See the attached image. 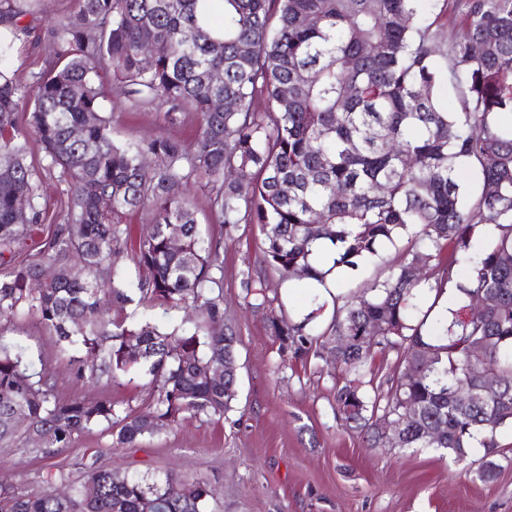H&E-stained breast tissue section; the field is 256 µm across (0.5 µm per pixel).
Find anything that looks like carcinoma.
Here are the masks:
<instances>
[{"mask_svg": "<svg viewBox=\"0 0 512 512\" xmlns=\"http://www.w3.org/2000/svg\"><path fill=\"white\" fill-rule=\"evenodd\" d=\"M209 2L80 0L53 24L57 61L29 78L4 68L11 47L0 50V319L23 311L61 349L84 353L78 381L139 373L153 392L143 412L107 397L62 399L53 376L31 370L22 347L0 335V444L23 439L48 460L100 428L112 446L134 447L187 416L231 409L237 373L218 380L213 370L237 367V339L224 323L222 241L198 227L200 192L226 234L260 226L281 283L298 271L323 281L310 263L321 241L346 271L384 261L380 275L336 297L322 329L272 311L283 303L269 281L244 280L251 306L269 309L279 366L334 354L336 417L374 447L400 421L398 449L457 462L475 442L496 452L498 429L512 426V0H223L216 21ZM102 70L143 103L192 113L195 145L116 142ZM214 71L222 81H210ZM218 98L233 108L215 109ZM34 144L65 204L27 259L19 250L42 211L27 163ZM460 166L477 174L474 189L457 182ZM21 206L27 224L16 221ZM133 212L149 229L130 249L123 218ZM487 224L498 233L476 251ZM397 244L401 259L383 260ZM128 259L149 276L133 275ZM48 267L56 276L45 280ZM445 288L481 301V316L433 312L431 294ZM114 305L131 312L114 319ZM158 307L200 316L163 322L147 314ZM338 336L347 338L339 348ZM392 349L400 357L383 392L370 359ZM462 390L475 398L460 401ZM46 479L68 493L1 484L0 512H207L213 497L205 479L169 471Z\"/></svg>", "mask_w": 512, "mask_h": 512, "instance_id": "carcinoma-1", "label": "carcinoma"}]
</instances>
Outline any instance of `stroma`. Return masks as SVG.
Wrapping results in <instances>:
<instances>
[{
	"label": "stroma",
	"instance_id": "1",
	"mask_svg": "<svg viewBox=\"0 0 512 512\" xmlns=\"http://www.w3.org/2000/svg\"><path fill=\"white\" fill-rule=\"evenodd\" d=\"M24 10L15 26L0 27V40L14 44L25 70L38 71L55 59L57 46L45 21L75 14L79 0H19ZM104 112L112 116L116 141L163 135L184 143L196 136L192 118L165 121L162 109L131 107L124 97L107 94ZM198 219L212 235L205 197H198ZM224 246V320L236 333L238 394L220 420L189 417L177 427L143 439L133 448H115L101 431L79 437L52 459L23 453L19 445H0V484L50 490L42 474L60 470L81 478L86 469L154 473L171 470L181 478H207L214 497L210 512H512V428L497 435L495 454L470 449L467 462H455L428 448L391 451L372 448L360 428L333 414V378L316 359L291 362L275 373L278 345L266 327V315L245 304L242 281L261 269L262 236L257 225L241 224ZM4 335H17L36 367L49 370L62 398L101 396L134 408L152 398L143 379L130 375L120 383L90 387L75 380L76 352L61 350L53 336L24 320L0 323ZM492 456L497 476L485 482L467 469L468 461Z\"/></svg>",
	"mask_w": 512,
	"mask_h": 512
}]
</instances>
